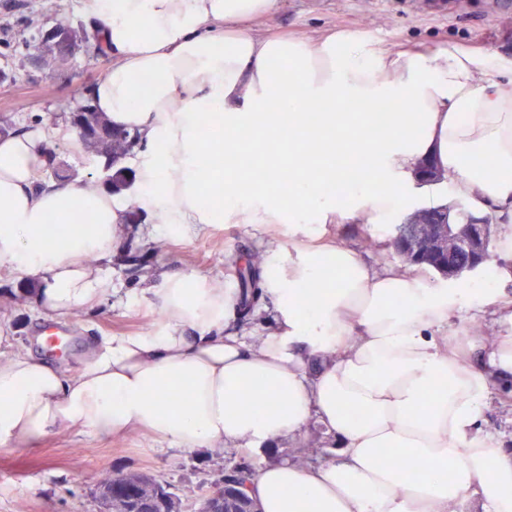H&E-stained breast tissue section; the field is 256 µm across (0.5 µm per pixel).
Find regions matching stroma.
I'll use <instances>...</instances> for the list:
<instances>
[{"mask_svg": "<svg viewBox=\"0 0 512 512\" xmlns=\"http://www.w3.org/2000/svg\"><path fill=\"white\" fill-rule=\"evenodd\" d=\"M86 0H0V67L9 66L10 82L0 84V127L36 130L46 112L60 120L49 137L57 161L72 176L102 184L101 161L83 149L65 117L74 97L93 86L112 67L111 57L83 53L45 79L35 57L38 29L56 21L87 26ZM338 28L357 30L383 46L454 44L492 56L497 80L512 91V0H278L273 15L259 28L263 34L313 37ZM328 233L358 247L376 267L399 264L392 247L391 224L329 225ZM374 246H366L364 238ZM293 238L292 227L276 224H209L171 233L150 216L128 225L126 248L105 261L117 294L91 309L57 316L33 306L21 292L22 281L0 274V313L16 327L14 348L46 362L77 371L95 349L114 336L148 331L160 321L140 293L161 287L178 272L193 271L213 286L236 279L238 258L266 253L275 242ZM162 252H154L156 243ZM483 432L512 451V397L494 392L480 419ZM336 442L318 422L276 441L270 452L251 455L236 448L211 455L186 452L141 431L121 438L52 432L29 448L0 450V512H98L96 482L100 475L138 470L153 475L181 499L185 512H197L202 499L224 487V474L237 462L258 468L286 458L317 463L333 455Z\"/></svg>", "mask_w": 512, "mask_h": 512, "instance_id": "35a3bbf8", "label": "stroma"}]
</instances>
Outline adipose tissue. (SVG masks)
I'll return each mask as SVG.
<instances>
[{
    "label": "adipose tissue",
    "mask_w": 512,
    "mask_h": 512,
    "mask_svg": "<svg viewBox=\"0 0 512 512\" xmlns=\"http://www.w3.org/2000/svg\"><path fill=\"white\" fill-rule=\"evenodd\" d=\"M277 0H87L112 70L91 89L115 129L147 146L135 182L113 194L79 179L37 188L48 163L42 133L0 135V271L30 277L31 296L57 315L112 294L99 263L123 243L127 214L152 213L168 229L197 224H291L262 268L275 306L260 346L247 330L226 333L239 291L195 272L169 277L151 302L159 325L115 336L76 373L31 354L0 361V450L25 448L57 430L103 438L145 431L187 450L232 446L261 452L309 421L336 438L333 457L306 467L257 470L250 495L261 512H512V453L477 428L499 379L512 374V295L492 297L502 331L489 345L470 332L462 291L411 269L380 270L349 246L324 241L328 224H391L413 206L417 170L433 164L443 185L490 223L510 225L493 243L512 262V93L490 57L467 49L393 51L338 29L313 39L263 36L256 24ZM280 122L263 123L272 98ZM388 99L379 141L349 104ZM319 107L310 141L286 129L300 108ZM223 136L202 143V117ZM266 131L267 163L292 180L261 188L245 165L227 171L203 154H246L239 132ZM362 176L348 184L347 160ZM89 216L86 224L75 223ZM65 227L59 238L48 221ZM188 402L164 411L157 389ZM402 462L380 465L379 452ZM419 465L412 475L405 460Z\"/></svg>",
    "instance_id": "adipose-tissue-1"
}]
</instances>
